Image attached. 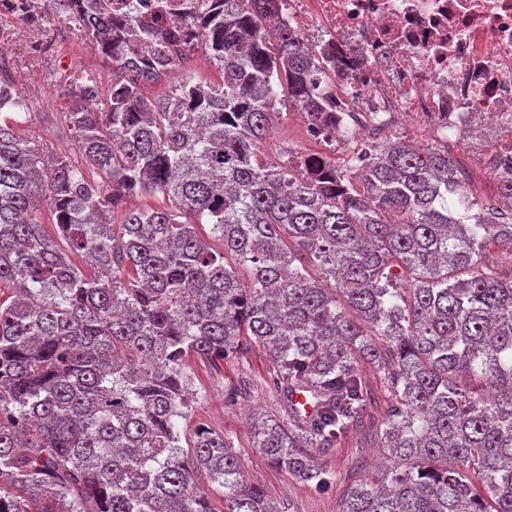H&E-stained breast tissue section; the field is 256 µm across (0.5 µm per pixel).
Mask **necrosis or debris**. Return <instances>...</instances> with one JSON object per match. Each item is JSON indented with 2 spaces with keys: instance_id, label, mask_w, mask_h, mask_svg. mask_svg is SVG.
Returning <instances> with one entry per match:
<instances>
[{
  "instance_id": "4bbe7bcc",
  "label": "necrosis or debris",
  "mask_w": 512,
  "mask_h": 512,
  "mask_svg": "<svg viewBox=\"0 0 512 512\" xmlns=\"http://www.w3.org/2000/svg\"><path fill=\"white\" fill-rule=\"evenodd\" d=\"M49 0H0V55L57 59L54 34L75 29ZM281 19L304 41L331 50L332 74L311 70L330 127L325 149H371L370 118L398 110L436 132L477 142L497 135L496 161L512 159V0H279Z\"/></svg>"
}]
</instances>
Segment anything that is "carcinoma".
<instances>
[{
	"mask_svg": "<svg viewBox=\"0 0 512 512\" xmlns=\"http://www.w3.org/2000/svg\"><path fill=\"white\" fill-rule=\"evenodd\" d=\"M66 2L112 88L103 112L91 74L70 97L75 161L0 124V512H215L201 471L224 512H280L230 438L198 427L192 453L180 446L191 360L251 344L284 398L315 405L252 419L274 466L326 489L317 450L372 421L391 465L338 512H512V275L493 256L512 259V221L466 187L448 144L389 139L307 176L261 149L280 93L323 111L308 75L335 59L275 20L277 0H191L176 20ZM199 49L222 83L189 72L162 101L141 95ZM18 101L1 75L0 109ZM361 360L391 396L376 421Z\"/></svg>",
	"mask_w": 512,
	"mask_h": 512,
	"instance_id": "carcinoma-1",
	"label": "carcinoma"
}]
</instances>
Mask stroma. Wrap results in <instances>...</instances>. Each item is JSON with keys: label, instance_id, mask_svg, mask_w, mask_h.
<instances>
[{"label": "stroma", "instance_id": "1", "mask_svg": "<svg viewBox=\"0 0 512 512\" xmlns=\"http://www.w3.org/2000/svg\"><path fill=\"white\" fill-rule=\"evenodd\" d=\"M61 53L71 60L76 69L93 73L101 91L111 88V64L97 51L88 49L83 38L69 36L61 47ZM4 63L22 105L0 110V121L37 144L45 155L77 157V134L61 118L68 103L63 93L65 80L54 78L47 63L42 64L34 81L19 69L14 59L5 58ZM189 72L215 84L223 79L220 68L206 52L199 51L192 54L185 64L173 67L157 82L147 84L144 93L152 100L164 98L182 83ZM278 110L280 117L270 127L263 145L264 156L284 161L292 152L317 151V144L307 139L306 129L298 120L295 109L282 103ZM269 367L268 354L256 344L243 356L216 367L194 363V403L188 420L181 425L180 445L184 451H191L194 430L200 424L227 434L242 463L246 479L262 485L282 512H337L339 501L351 482L370 477L375 464L383 456V450L364 428L347 433L333 447L320 449L317 453L319 463L338 476L333 488L325 493L275 467L260 449L255 448L248 426L252 411L276 415L283 409L279 392L267 383Z\"/></svg>", "mask_w": 512, "mask_h": 512}]
</instances>
